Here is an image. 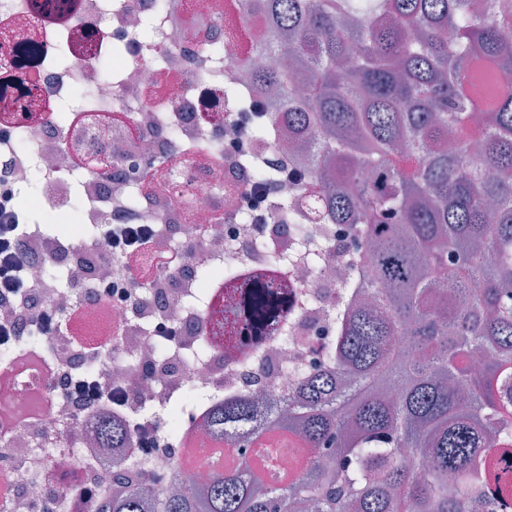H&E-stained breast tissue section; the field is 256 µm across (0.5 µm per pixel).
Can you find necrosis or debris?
<instances>
[{
	"label": "necrosis or debris",
	"instance_id": "obj_1",
	"mask_svg": "<svg viewBox=\"0 0 512 512\" xmlns=\"http://www.w3.org/2000/svg\"><path fill=\"white\" fill-rule=\"evenodd\" d=\"M214 3L175 0L160 11L156 0H63L58 9L46 0H0V166L13 162L14 186L38 180L32 204L41 218L81 224L39 235L27 269L39 306L62 317L60 332L37 346L19 338L27 371L13 356L0 359V512H91L88 492L116 460L142 464L148 485L163 492L175 469L188 484L209 480L225 467L210 413L248 395L265 419L293 395L297 372L321 359L336 329L339 287L354 268L335 225H314L323 246L314 265L284 226L238 218L252 170L227 149L238 136L230 117L240 106L225 98L224 81L239 80L244 94L268 104L273 96L243 81L237 58L249 55L257 68L266 60L247 54L244 39L227 41L223 20L208 36L194 35L192 19L214 16ZM147 19L149 38L141 32ZM163 74L175 81L173 95L147 97ZM63 110L71 118L61 124L55 115ZM116 114L121 124H113ZM248 149L273 170L269 209L288 201L305 215L298 186L281 170L306 168V146L270 152L253 139ZM158 171L167 189L146 195L142 185ZM220 212L229 223H215ZM121 218L157 225L154 251L180 253L181 265L134 280L121 259L106 256L104 229ZM53 267L66 271L70 288L56 285ZM202 267L211 279L199 278ZM275 268L294 285L286 335L228 360L208 325L225 273ZM104 280L124 284L125 301L84 308L81 289ZM161 322L179 325V336L155 335ZM85 371L110 382L123 405L76 407L62 375ZM188 388L202 400L177 434L161 432L159 447H95L103 417L159 427L160 408Z\"/></svg>",
	"mask_w": 512,
	"mask_h": 512
}]
</instances>
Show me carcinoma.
<instances>
[{"label":"carcinoma","instance_id":"carcinoma-1","mask_svg":"<svg viewBox=\"0 0 512 512\" xmlns=\"http://www.w3.org/2000/svg\"><path fill=\"white\" fill-rule=\"evenodd\" d=\"M279 89L264 125L311 141L299 172L314 224L370 255L336 311L326 363L257 421L248 398L208 421L240 463L201 491L158 496L116 462L94 512H496L480 496L512 449V0H243ZM240 304L235 358L280 329L292 282L227 281ZM366 295V302L359 301ZM475 349L494 354L480 369ZM311 455L288 479L255 477L246 448L272 431ZM102 444L131 438L112 420Z\"/></svg>","mask_w":512,"mask_h":512}]
</instances>
